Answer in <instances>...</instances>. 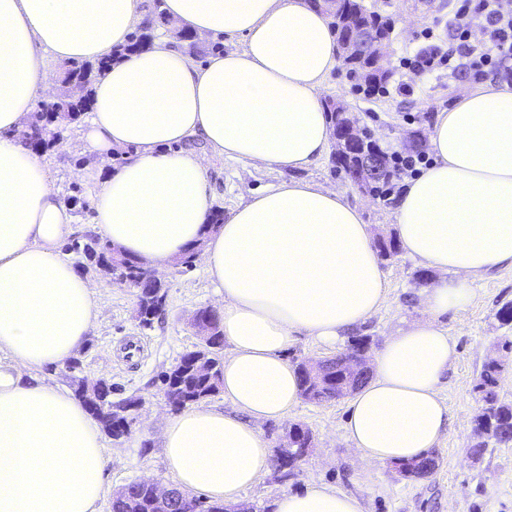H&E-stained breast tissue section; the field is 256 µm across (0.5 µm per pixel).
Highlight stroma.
<instances>
[{
	"instance_id": "stroma-1",
	"label": "stroma",
	"mask_w": 512,
	"mask_h": 512,
	"mask_svg": "<svg viewBox=\"0 0 512 512\" xmlns=\"http://www.w3.org/2000/svg\"><path fill=\"white\" fill-rule=\"evenodd\" d=\"M369 10L390 19L393 34L387 51L390 71L384 95L365 96L358 92L344 67H335L321 89L325 99L344 102L359 124L370 127L380 137L388 153H406L410 133L425 132L436 112L476 91V84L464 75L449 77L447 70L417 81L412 94L398 93L405 78L400 62L413 56L425 42L423 32L433 29L440 42H447L444 26L448 0H364ZM79 129H62L53 153L42 161L50 171L51 184L60 196L71 187H81L86 199H93L112 176L111 161H100L79 147ZM213 187L211 203L232 212L256 192L288 179V171H277L245 161L205 153ZM300 178L320 186L345 192L363 209V218L372 235L394 234L392 206L368 198L335 171L330 156L299 170ZM388 282L386 298L365 324L354 328L357 336L372 340L380 351L391 336L408 324L423 320L424 283L417 275L420 263L406 253L381 262ZM168 284L167 304L152 329L141 328L135 318L134 288L99 279L100 312L85 345L78 351L79 374L87 380L100 378L112 383V400L140 399L137 418L128 436L115 440L103 437L106 458L105 491L98 512H110L113 492L131 480L143 477L172 484L160 445L162 428L171 410L161 392L159 375L175 364L179 356L199 343L190 325L195 311L215 307L218 296L204 263L187 272L168 267L163 273ZM512 303V266L503 265L478 278L473 297L463 310L442 317L441 323L455 345L456 359L439 386V396L447 405L449 424L436 446V468L425 478H400L392 465L362 461L350 447L344 426L350 411L349 397L316 404L306 400L291 409L284 419L260 424L269 445H276L277 433L291 423L310 429L315 448L296 476L278 480L273 470H265L245 492L240 502L257 512L274 506L287 492L320 485L349 492L361 500L365 512H512V444L488 441L480 460L467 455L478 439L475 418L481 403L474 391L484 364L498 360L503 372L498 387L500 400L512 402V352L504 341L512 340V322H502L498 312Z\"/></svg>"
}]
</instances>
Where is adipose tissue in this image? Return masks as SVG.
<instances>
[{
	"mask_svg": "<svg viewBox=\"0 0 512 512\" xmlns=\"http://www.w3.org/2000/svg\"><path fill=\"white\" fill-rule=\"evenodd\" d=\"M146 0H0V512H98L102 444L83 406L37 377L65 364L98 314L89 280L63 260L73 216L44 164L16 138L52 82L47 57L95 60L127 43ZM179 28L239 50L194 61L171 39L113 65L94 86L80 135L99 157L129 149L93 199L98 231L161 270L202 243L221 299L229 408L195 406L167 419L161 448L179 488L230 502L270 463L258 425L301 400L286 357L294 334L325 344L377 312L387 294L362 209L344 193L281 182L206 233L210 187L195 139L215 154L298 169L327 151L321 88L339 63L323 12L306 0H162ZM434 162L407 180L394 210L409 257L441 272L428 316L372 358L345 423L371 463L419 459L441 440L448 408L438 387L456 356L440 324L467 306L474 280L512 265V89L489 84L428 130ZM276 512H363L321 486L283 495Z\"/></svg>",
	"mask_w": 512,
	"mask_h": 512,
	"instance_id": "ef3b65f1",
	"label": "adipose tissue"
}]
</instances>
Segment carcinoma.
<instances>
[{"label":"carcinoma","mask_w":512,"mask_h":512,"mask_svg":"<svg viewBox=\"0 0 512 512\" xmlns=\"http://www.w3.org/2000/svg\"><path fill=\"white\" fill-rule=\"evenodd\" d=\"M307 2L327 14L331 28L339 39L360 21H367L381 31H387L388 22L382 20L376 12L368 10L360 0H342L336 10L327 3H319V0ZM164 24L166 18L158 10V2L155 0L148 4L145 19L130 35L127 44L95 61H67L61 64L60 83H77L82 86L84 94L72 99L62 93L50 104H39L29 122L18 131L20 142L33 152L43 154L50 151L54 141L48 137L49 126L77 123L91 108L96 78L127 56L149 49L153 44V32ZM343 65L350 77L361 82L365 92L383 87V82L370 70V58H345ZM383 162L386 163L383 178L372 188V192L386 198V186L394 175L392 155H383ZM64 201L77 216L84 217L90 211L88 202L77 187L72 188V194L65 197ZM66 250L81 257V268H92L110 280L120 278L122 283L137 290L139 326L151 327L154 319L164 310L167 283L143 272L138 266V259L125 254L109 240L92 232H84L75 236ZM211 319L215 329L210 339L197 349L185 352L171 368L161 373L162 391L166 393L174 388L178 394V402L174 406L176 411L201 403L221 390L224 336L220 330L219 316L213 312ZM79 367L77 359L67 365L68 371L73 373L71 383L74 396L85 405L109 437L119 440L129 435L138 400L130 398L112 404V388H101V380L93 388L88 386L85 378L75 375ZM296 369L304 399L317 404L340 398L345 389L350 387L355 390L363 384L361 380L346 377L333 363L329 364L320 379L307 373L299 363ZM502 371V365L495 359L489 360L483 367L475 385L483 401L481 411L476 416V424L496 443L507 445L512 444V404L502 403L498 399L497 387ZM288 428L292 430L295 444L292 451L288 452V465L291 466L298 449L312 443V433L300 424L293 423ZM111 509L112 512H154L153 487L139 481L124 485L113 493Z\"/></svg>","instance_id":"obj_1"}]
</instances>
